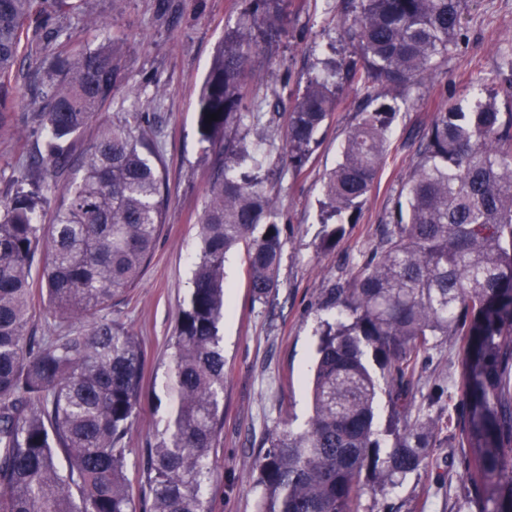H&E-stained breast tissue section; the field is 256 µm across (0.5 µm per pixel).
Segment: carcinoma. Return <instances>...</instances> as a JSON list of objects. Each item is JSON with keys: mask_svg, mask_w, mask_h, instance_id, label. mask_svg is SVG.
Instances as JSON below:
<instances>
[{"mask_svg": "<svg viewBox=\"0 0 512 512\" xmlns=\"http://www.w3.org/2000/svg\"><path fill=\"white\" fill-rule=\"evenodd\" d=\"M39 0H0V125L16 103L13 75L24 25ZM468 0H360L338 20L353 56L307 78L288 112L282 161L300 170L339 104L340 82L364 103L325 183L321 248L356 223L383 165L391 113L367 111L433 78L462 35ZM287 0H250L224 36L198 99V131L224 142L199 219L186 305L172 337L175 405L146 450L144 496L130 491L126 438L140 406L145 358L137 337L98 316L149 265L167 203L156 144L102 121L93 144L74 143L112 100V43L75 57L39 59L43 111L29 172L0 201V512H211L206 488L224 427V256L244 246L253 297L278 288L282 230L256 152L229 135L243 118L253 57L286 36ZM216 113L218 118L210 119ZM78 164L58 191L55 224L43 171ZM379 244L347 287L326 289L348 321H323L304 429L269 436L255 467L258 512H358L363 471L394 488L426 463L438 425L412 417L410 391L433 336L465 343L458 390L469 414L456 428L467 449L469 492L505 498L512 512V112L492 101L449 103L425 128L417 160ZM53 319H90L51 336L29 333L31 270ZM381 367L375 378L366 363ZM404 417L385 455L375 438L380 387Z\"/></svg>", "mask_w": 512, "mask_h": 512, "instance_id": "obj_1", "label": "carcinoma"}]
</instances>
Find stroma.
Listing matches in <instances>:
<instances>
[{
  "label": "stroma",
  "instance_id": "1",
  "mask_svg": "<svg viewBox=\"0 0 512 512\" xmlns=\"http://www.w3.org/2000/svg\"><path fill=\"white\" fill-rule=\"evenodd\" d=\"M245 7L246 0H81L79 9L61 17L60 33L36 17L25 25L24 41L35 46L121 45L116 87L101 117L129 123L136 133L157 140L167 165L169 202L152 262L137 286L108 311L137 336L146 356L143 398L127 437L128 476L135 487L142 451L163 430L171 411L166 390L170 338L188 299L198 218L219 152L198 132L199 89L225 32L236 26ZM340 10L341 0H289L286 40L252 61L254 92L246 109L276 119L268 128L247 118L237 132L263 160L265 188L280 216L284 247L278 288L265 300L251 294L244 249L228 253L224 261L226 312L219 325L224 429L212 456V512H256L260 442L288 428L300 429L308 419L319 325L334 318L323 308L324 290L361 267L383 225L391 223L421 129L449 100L467 106L491 99L500 111L512 112V0H469L465 38L437 76L405 95L387 94L375 101L376 109L393 115L386 161L358 222L346 225L335 248L322 250L323 180L357 122L359 97L351 90L343 93L302 171L282 165L280 157L290 102L309 75L349 55L336 30ZM36 67L35 58L23 55L14 77L17 104L10 124L0 128V196L28 171L37 137L29 91ZM462 357L463 347L454 337L431 338L413 391L415 411L439 424L427 466L395 489L379 486L374 473H364L358 512H481L482 502L468 495L463 451L455 447L448 426L449 417L464 406L455 388Z\"/></svg>",
  "mask_w": 512,
  "mask_h": 512
}]
</instances>
